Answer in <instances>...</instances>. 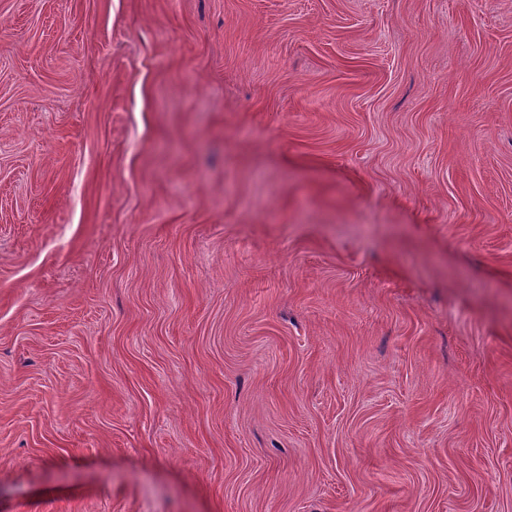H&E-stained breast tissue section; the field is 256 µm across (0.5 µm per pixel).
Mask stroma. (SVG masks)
<instances>
[{"label":"stroma","mask_w":512,"mask_h":512,"mask_svg":"<svg viewBox=\"0 0 512 512\" xmlns=\"http://www.w3.org/2000/svg\"><path fill=\"white\" fill-rule=\"evenodd\" d=\"M0 512H512V0H0Z\"/></svg>","instance_id":"35a3bbf8"}]
</instances>
